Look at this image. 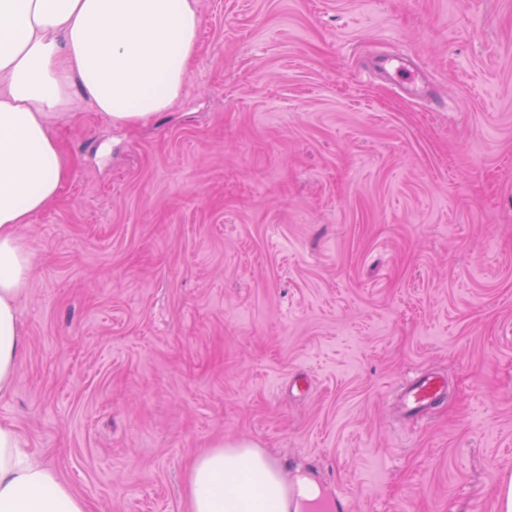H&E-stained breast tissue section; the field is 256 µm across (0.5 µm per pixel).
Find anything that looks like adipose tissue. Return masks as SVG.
<instances>
[{
    "instance_id": "1",
    "label": "adipose tissue",
    "mask_w": 512,
    "mask_h": 512,
    "mask_svg": "<svg viewBox=\"0 0 512 512\" xmlns=\"http://www.w3.org/2000/svg\"><path fill=\"white\" fill-rule=\"evenodd\" d=\"M199 25L196 0H0V395L17 378L18 301L33 265L19 227L71 173L50 114L76 96L115 125L167 111L182 94ZM22 446L17 427L0 421V512H87ZM184 496L187 512H288L279 468L248 442L202 449Z\"/></svg>"
}]
</instances>
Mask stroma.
<instances>
[{
  "label": "stroma",
  "instance_id": "35a3bbf8",
  "mask_svg": "<svg viewBox=\"0 0 512 512\" xmlns=\"http://www.w3.org/2000/svg\"><path fill=\"white\" fill-rule=\"evenodd\" d=\"M181 98L49 125L72 171L0 420L88 512H183L197 452L336 512H499L512 477V0H196ZM407 54L447 109L373 69ZM448 380L421 425L393 398Z\"/></svg>",
  "mask_w": 512,
  "mask_h": 512
}]
</instances>
